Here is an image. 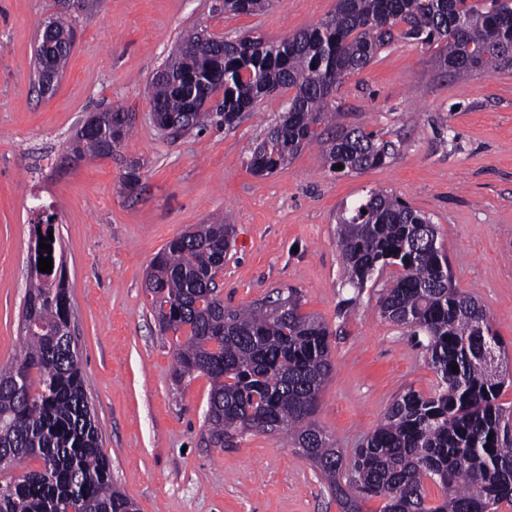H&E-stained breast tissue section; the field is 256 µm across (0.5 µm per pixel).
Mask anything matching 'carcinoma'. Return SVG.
Listing matches in <instances>:
<instances>
[{
  "instance_id": "carcinoma-1",
  "label": "carcinoma",
  "mask_w": 512,
  "mask_h": 512,
  "mask_svg": "<svg viewBox=\"0 0 512 512\" xmlns=\"http://www.w3.org/2000/svg\"><path fill=\"white\" fill-rule=\"evenodd\" d=\"M272 0H224V13L254 14ZM66 46L37 51L62 72L74 43L72 26L56 21ZM398 39L435 49L439 68L492 74L512 60V0H337L309 29L277 40L253 35L206 52L185 51L148 88L157 123L176 134L213 124L236 127L257 100L292 92L288 111L248 147L257 175L283 169L307 144L324 145L326 162L361 171L394 158L396 142L362 128L323 138L336 115L332 90L367 67ZM103 126L78 133L75 156H105L130 133L117 105L97 113ZM343 284L361 291L390 266L381 317L407 329L438 383L424 395L408 390L383 421L346 456L311 417L330 377V330L301 312L296 291L251 307L224 304L217 274L233 247L224 221L194 224L153 259L146 288L163 332L175 337L173 381L195 374L211 381L205 424L222 448L261 423L284 432L321 473L342 512H493L512 504V415L498 404L505 355L482 305L457 288L437 225L398 196L372 190L340 210L336 225ZM70 297L62 267L30 263L23 313L36 320L21 357L0 367V473L40 465L0 481V512H138L112 482L101 431L85 389L82 364L66 332ZM458 366L453 370L452 366ZM441 492L428 504L426 484Z\"/></svg>"
}]
</instances>
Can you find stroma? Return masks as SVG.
Segmentation results:
<instances>
[{
    "label": "stroma",
    "instance_id": "1",
    "mask_svg": "<svg viewBox=\"0 0 512 512\" xmlns=\"http://www.w3.org/2000/svg\"><path fill=\"white\" fill-rule=\"evenodd\" d=\"M220 0H0V364L23 351L33 224L52 220L65 264L72 329L112 479L140 512H342L285 435L250 432L207 442L211 382L174 386L173 334L161 333L146 271L189 225L224 219L235 247L218 282L244 306L296 290L303 312L328 324L333 372L313 420L351 454L407 390L438 378L403 327L381 318V284L340 315L336 217L384 190L431 217L457 287L484 306L512 362V70L445 72L434 52L399 40L334 93L337 129L382 130L400 142L385 165L335 173L320 145L258 177L245 147L278 120L286 97L257 101L233 129L174 136L152 120V76L197 28L233 39L282 38L325 19L336 0H275L227 16ZM71 21L76 40L53 93L33 84L38 27ZM132 115L109 156L78 160L69 145L93 113ZM140 166L135 189L123 182Z\"/></svg>",
    "mask_w": 512,
    "mask_h": 512
}]
</instances>
